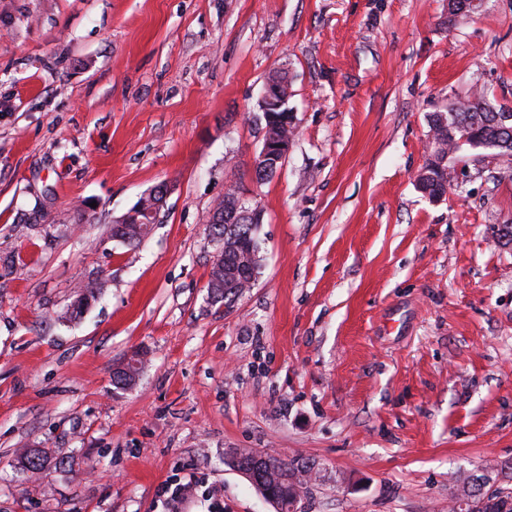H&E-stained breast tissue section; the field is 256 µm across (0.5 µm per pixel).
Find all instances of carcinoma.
<instances>
[{
    "label": "carcinoma",
    "instance_id": "cac0c4a2",
    "mask_svg": "<svg viewBox=\"0 0 512 512\" xmlns=\"http://www.w3.org/2000/svg\"><path fill=\"white\" fill-rule=\"evenodd\" d=\"M286 113L273 112L265 121V134L276 140L282 136L294 135L295 125L286 123ZM431 158L419 172L416 183L429 197L439 199L448 189L444 160L473 143L492 146L491 153L506 162L512 161V119L506 120L498 108L491 105L482 94L470 99H455L448 102L443 112L434 113L431 120ZM235 185L224 193V222L207 223L210 236L222 244L220 259L212 265L207 288L216 302L226 304L239 298L252 287L261 273L260 242L258 229L263 222L262 213H257L246 224L235 221L228 207L235 204ZM125 243L134 246L149 235V225L128 224ZM142 360L134 355L122 370L114 372L116 384L129 386L134 383L141 369ZM21 467L40 473L49 465V458L40 449H29L20 457ZM312 475L310 465L303 461L291 460L282 464L276 480L269 482L273 493L279 492L277 480L288 477V487L302 485L303 478ZM467 512H512V486L489 484L484 491L472 499Z\"/></svg>",
    "mask_w": 512,
    "mask_h": 512
}]
</instances>
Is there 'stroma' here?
<instances>
[{
    "instance_id": "obj_1",
    "label": "stroma",
    "mask_w": 512,
    "mask_h": 512,
    "mask_svg": "<svg viewBox=\"0 0 512 512\" xmlns=\"http://www.w3.org/2000/svg\"><path fill=\"white\" fill-rule=\"evenodd\" d=\"M277 67L297 132L259 182ZM478 91L512 102V0H0V512H273L242 450L317 467L303 512H448L512 461V165L415 183L431 115ZM234 182L262 273L224 305L205 219ZM27 448L65 465L19 472ZM173 186L170 182L164 181L155 186L148 194L143 196L142 201L138 205H134L124 216H122L119 223H130L132 221L138 222L139 213H144L146 216H155L162 207H164L168 196L171 194ZM150 196L151 203L153 206L150 209H146L148 205L145 198Z\"/></svg>"
}]
</instances>
